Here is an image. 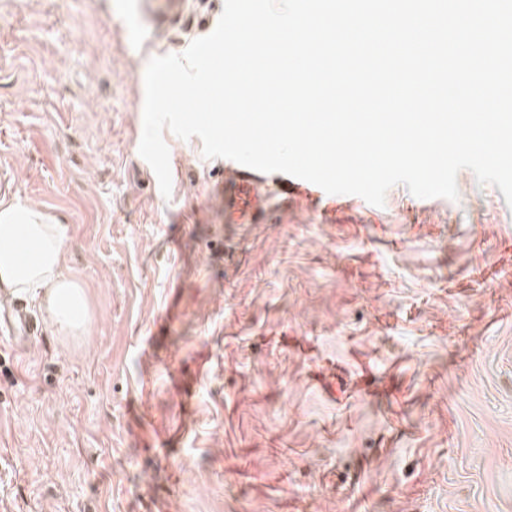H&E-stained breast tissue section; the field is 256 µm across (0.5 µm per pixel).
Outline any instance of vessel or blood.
<instances>
[{
    "label": "vessel or blood",
    "mask_w": 512,
    "mask_h": 512,
    "mask_svg": "<svg viewBox=\"0 0 512 512\" xmlns=\"http://www.w3.org/2000/svg\"><path fill=\"white\" fill-rule=\"evenodd\" d=\"M262 172L236 165L232 177L224 182V221L228 224H254L267 209L268 194ZM37 332L31 316L19 305L0 308V334L13 346L29 343Z\"/></svg>",
    "instance_id": "b4317fda"
}]
</instances>
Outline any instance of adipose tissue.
<instances>
[{"instance_id": "adipose-tissue-1", "label": "adipose tissue", "mask_w": 512, "mask_h": 512, "mask_svg": "<svg viewBox=\"0 0 512 512\" xmlns=\"http://www.w3.org/2000/svg\"><path fill=\"white\" fill-rule=\"evenodd\" d=\"M66 227L31 204H0V295H28L55 332L76 336L86 327L84 288L63 272Z\"/></svg>"}]
</instances>
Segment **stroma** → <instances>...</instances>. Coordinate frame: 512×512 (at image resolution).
I'll use <instances>...</instances> for the list:
<instances>
[{"instance_id":"stroma-1","label":"stroma","mask_w":512,"mask_h":512,"mask_svg":"<svg viewBox=\"0 0 512 512\" xmlns=\"http://www.w3.org/2000/svg\"><path fill=\"white\" fill-rule=\"evenodd\" d=\"M140 0H0V198L67 227L78 336L0 337V512H512V207L404 186L228 224L226 159L138 148Z\"/></svg>"}]
</instances>
